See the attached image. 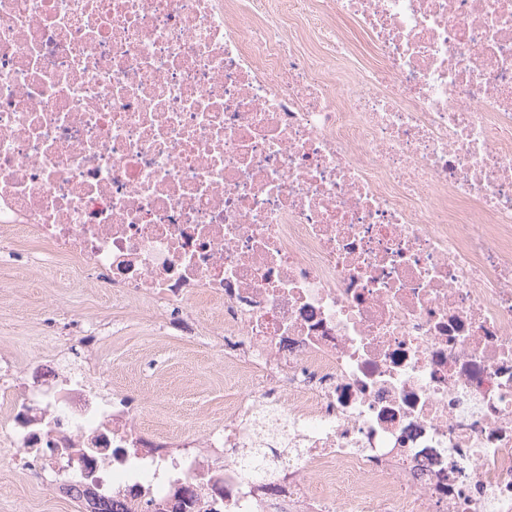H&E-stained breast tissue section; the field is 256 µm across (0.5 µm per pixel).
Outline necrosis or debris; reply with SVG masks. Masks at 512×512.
Masks as SVG:
<instances>
[{
    "label": "necrosis or debris",
    "instance_id": "necrosis-or-debris-1",
    "mask_svg": "<svg viewBox=\"0 0 512 512\" xmlns=\"http://www.w3.org/2000/svg\"><path fill=\"white\" fill-rule=\"evenodd\" d=\"M22 235L222 312L241 379L189 432L1 357L0 445L82 512H512V0H0Z\"/></svg>",
    "mask_w": 512,
    "mask_h": 512
}]
</instances>
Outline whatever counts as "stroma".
Wrapping results in <instances>:
<instances>
[{
    "label": "stroma",
    "mask_w": 512,
    "mask_h": 512,
    "mask_svg": "<svg viewBox=\"0 0 512 512\" xmlns=\"http://www.w3.org/2000/svg\"><path fill=\"white\" fill-rule=\"evenodd\" d=\"M41 246L28 240L19 254L0 258V354L28 361L78 345L85 320L105 326L104 342L91 345V362L117 393L150 390L182 404V420L194 430L205 417L224 418V367L216 361L220 337L207 346L187 341L143 319L138 307L113 301L68 262H60L58 287L44 288L33 263ZM0 512H75L27 470L0 464Z\"/></svg>",
    "instance_id": "obj_1"
}]
</instances>
